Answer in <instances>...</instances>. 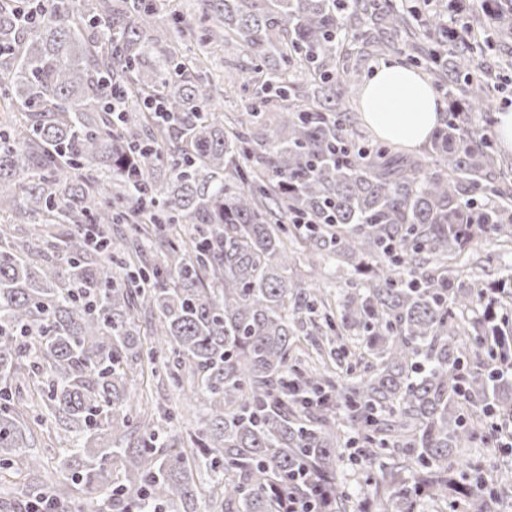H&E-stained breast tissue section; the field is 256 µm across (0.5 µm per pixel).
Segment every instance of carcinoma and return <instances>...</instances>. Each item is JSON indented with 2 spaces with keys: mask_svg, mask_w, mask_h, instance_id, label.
Returning a JSON list of instances; mask_svg holds the SVG:
<instances>
[{
  "mask_svg": "<svg viewBox=\"0 0 512 512\" xmlns=\"http://www.w3.org/2000/svg\"><path fill=\"white\" fill-rule=\"evenodd\" d=\"M200 2L212 29L185 51L167 0H0V471L64 507L28 483L38 428L92 512H362L339 478L353 444L377 512H490L512 475L462 451L512 423V269L464 281L453 260L512 244V187L474 119L512 0L468 7L465 44L446 2ZM221 41L264 73L229 125L200 88ZM404 50L448 100L415 158L356 143L348 106L345 61ZM290 224L351 267L336 293L304 280ZM302 313L319 317L305 363ZM160 377L195 431L159 405L145 420Z\"/></svg>",
  "mask_w": 512,
  "mask_h": 512,
  "instance_id": "cac0c4a2",
  "label": "carcinoma"
}]
</instances>
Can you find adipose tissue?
<instances>
[{
	"label": "adipose tissue",
	"instance_id": "adipose-tissue-1",
	"mask_svg": "<svg viewBox=\"0 0 512 512\" xmlns=\"http://www.w3.org/2000/svg\"><path fill=\"white\" fill-rule=\"evenodd\" d=\"M363 122L377 136L405 147L427 143L443 104L417 70L381 62L360 94Z\"/></svg>",
	"mask_w": 512,
	"mask_h": 512
}]
</instances>
